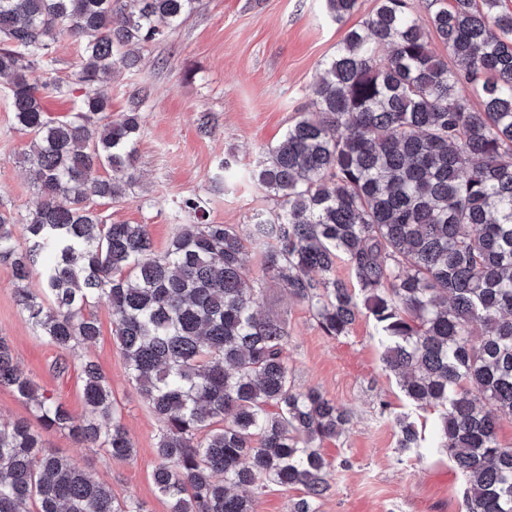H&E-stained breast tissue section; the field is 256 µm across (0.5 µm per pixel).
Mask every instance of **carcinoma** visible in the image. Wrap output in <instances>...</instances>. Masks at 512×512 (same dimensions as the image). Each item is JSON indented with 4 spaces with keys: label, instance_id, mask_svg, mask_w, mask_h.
<instances>
[{
    "label": "carcinoma",
    "instance_id": "cac0c4a2",
    "mask_svg": "<svg viewBox=\"0 0 512 512\" xmlns=\"http://www.w3.org/2000/svg\"><path fill=\"white\" fill-rule=\"evenodd\" d=\"M199 0H0V85L39 203L24 218L25 247L0 214V263L37 335L67 353L93 341L104 299L126 371L162 424L154 484L169 512H255L265 488L297 487L290 512H320L329 489L325 441L351 413L320 391L294 387L288 328L258 311L263 282L242 274L251 247L265 278L305 304L332 338L361 309L376 324L385 370L405 397L439 412L434 448L466 480L464 512H512V12L501 0H377L322 63L310 108L252 171L276 201L242 231L207 221L185 198L166 248L146 224H105L92 197L122 200L134 179L141 100L108 120V76L177 26ZM358 0H324L341 22ZM122 20L113 22L115 13ZM67 34L81 42L74 112L45 117L34 65ZM444 45L436 55L431 36ZM469 87L473 106L462 94ZM345 259L353 281L336 277ZM42 288H28L33 276ZM84 412L40 390L0 337V386L47 429L133 456L112 384L82 365ZM397 448H420L406 413L393 416ZM245 489L250 495L235 493ZM0 512H145L47 448L25 420L0 425Z\"/></svg>",
    "mask_w": 512,
    "mask_h": 512
}]
</instances>
